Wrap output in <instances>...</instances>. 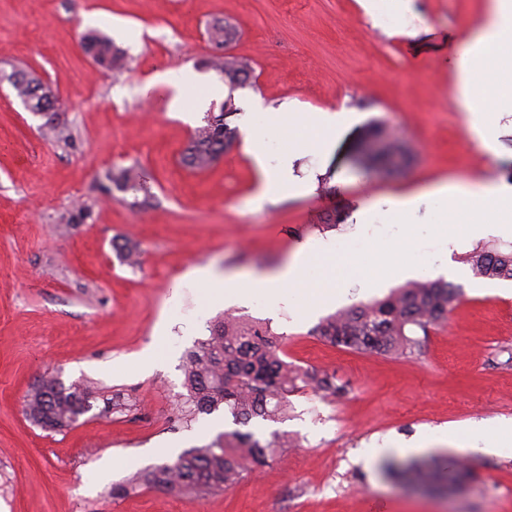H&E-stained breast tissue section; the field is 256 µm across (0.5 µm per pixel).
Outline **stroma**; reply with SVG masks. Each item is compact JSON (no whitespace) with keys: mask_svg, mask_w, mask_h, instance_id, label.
Instances as JSON below:
<instances>
[{"mask_svg":"<svg viewBox=\"0 0 512 512\" xmlns=\"http://www.w3.org/2000/svg\"><path fill=\"white\" fill-rule=\"evenodd\" d=\"M485 0H415L414 38L372 28L356 0H0V72H34L64 105L60 138L43 136L0 81V512H512V456H470L471 479L446 495L418 492L367 470L355 451L374 440L474 420L512 417V280L496 289L450 256L448 281L463 296L447 322L408 357L359 353L323 342L327 316L387 297L402 280L375 277L373 288L299 319L286 311L212 304L188 288L178 310L168 299L188 270H265L290 259L310 236H339L362 205L412 194L442 180L486 173L512 183V129L490 155L472 143L452 98L456 72L438 47L481 19ZM238 27L229 55L250 60L254 96L303 112L346 105L362 122L327 159L306 156L303 176L335 171L330 187L279 199L259 211L248 201L257 172L234 143L212 169L186 168L180 153L200 115L171 111L163 89L142 95L153 74L180 82L212 54L208 24ZM92 30L125 50L120 74L96 69L81 46ZM382 121L411 147L396 169L363 170L348 159L368 124ZM136 164L149 204L106 178ZM341 216L327 223L328 214ZM136 240L143 264H123L114 244ZM222 318L259 321L288 363L336 375L342 393L305 388L288 415L253 420L261 441L288 435L293 447L228 491L203 497L143 484L127 496L114 485L174 462L169 445H205L234 430L230 414L189 417L186 351ZM155 347L158 364L138 357ZM81 382L97 397L70 429L43 430L25 414L24 396L40 375ZM115 398L120 411L104 409ZM116 466L106 479L104 453Z\"/></svg>","mask_w":512,"mask_h":512,"instance_id":"1","label":"stroma"}]
</instances>
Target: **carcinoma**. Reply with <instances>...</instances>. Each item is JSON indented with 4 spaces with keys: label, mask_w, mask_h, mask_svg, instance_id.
Segmentation results:
<instances>
[{
    "label": "carcinoma",
    "mask_w": 512,
    "mask_h": 512,
    "mask_svg": "<svg viewBox=\"0 0 512 512\" xmlns=\"http://www.w3.org/2000/svg\"><path fill=\"white\" fill-rule=\"evenodd\" d=\"M207 35L211 44L222 46L235 37L236 27L215 24L207 29ZM83 48L100 69L120 71L126 67L123 50L102 35L85 34ZM202 65L222 75L229 91L220 111L204 113L182 152L183 162L197 170L214 166L239 139L238 127L230 122L238 112L234 91L245 85L252 73L249 62L230 55H212ZM7 80L29 111H63L51 89L33 73L17 69ZM360 145L364 169L382 167L396 156L409 154L405 144L377 121L369 125ZM109 179L121 191L147 192L145 173L135 166H116ZM463 261L479 278L512 280V251L479 247L466 253ZM460 295L461 287L449 281L413 283L382 300L336 312L316 333L329 344L358 352L413 354L420 351L421 337L448 319ZM184 375L189 415L211 414L222 407L235 424L243 426L256 418L276 419L287 408L288 394L309 385L326 396L345 389L333 374L310 373L288 365L268 330L226 319L217 321L209 337L187 353ZM89 399L86 385L66 386L49 377L28 392L24 408L41 428L62 432L89 410ZM287 443L284 436L275 435L263 443L251 432H224L175 462L154 468L147 480L157 487L203 495L228 490L245 472L268 463ZM388 474L417 486L443 489L450 483L465 484L470 471L458 463L420 461L394 465Z\"/></svg>",
    "instance_id": "obj_1"
}]
</instances>
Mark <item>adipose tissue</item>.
<instances>
[{
  "label": "adipose tissue",
  "instance_id": "adipose-tissue-1",
  "mask_svg": "<svg viewBox=\"0 0 512 512\" xmlns=\"http://www.w3.org/2000/svg\"><path fill=\"white\" fill-rule=\"evenodd\" d=\"M414 0H357L372 25L386 33L406 34V22L414 17ZM457 67L455 107L464 114L471 140L483 151L494 153L502 115H512V0H489L480 23L461 40ZM243 150L259 175L250 199L260 209L288 190L303 195L309 186L294 174L299 154L329 156L338 142L359 123L346 107L300 112L284 106L273 109L255 102L246 112ZM384 223L397 225L395 234L378 238L319 239L301 243L292 258L264 272L218 273L198 266L191 281L211 285L212 300L268 309L283 308L308 315L323 302L364 290L372 284L357 263L366 256L383 275L407 277L416 267L406 254L413 241L425 234L455 249L460 236L477 239L488 233L512 235V189L488 176L475 181L437 183L422 191L392 198L382 213ZM448 452L469 456L512 455V418L493 423L473 421L461 427L430 432L401 444L374 445L359 451L365 464L400 454L422 456Z\"/></svg>",
  "mask_w": 512,
  "mask_h": 512
}]
</instances>
